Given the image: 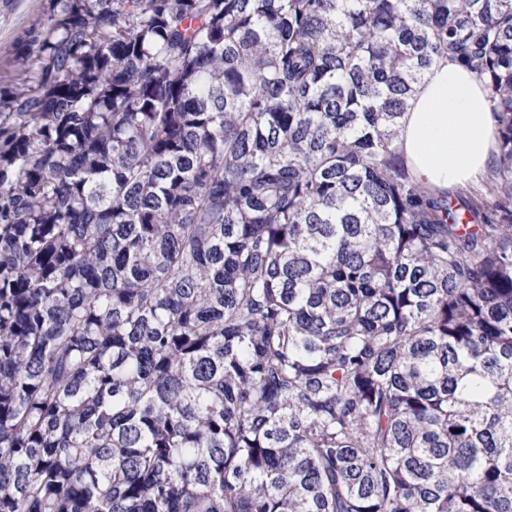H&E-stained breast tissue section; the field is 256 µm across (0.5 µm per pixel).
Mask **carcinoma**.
Instances as JSON below:
<instances>
[{"label": "carcinoma", "mask_w": 512, "mask_h": 512, "mask_svg": "<svg viewBox=\"0 0 512 512\" xmlns=\"http://www.w3.org/2000/svg\"><path fill=\"white\" fill-rule=\"evenodd\" d=\"M484 189L394 147L435 59ZM0 90V512H512V0H47Z\"/></svg>", "instance_id": "carcinoma-1"}]
</instances>
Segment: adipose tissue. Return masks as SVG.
<instances>
[{
	"instance_id": "1",
	"label": "adipose tissue",
	"mask_w": 512,
	"mask_h": 512,
	"mask_svg": "<svg viewBox=\"0 0 512 512\" xmlns=\"http://www.w3.org/2000/svg\"><path fill=\"white\" fill-rule=\"evenodd\" d=\"M497 128L482 83L442 57L409 99L398 145L418 183L434 192H452L484 173Z\"/></svg>"
}]
</instances>
